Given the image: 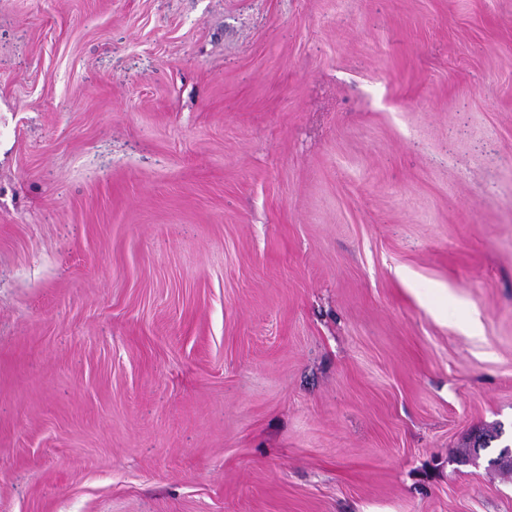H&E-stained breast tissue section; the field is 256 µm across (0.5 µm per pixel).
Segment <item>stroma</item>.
<instances>
[{
    "label": "stroma",
    "mask_w": 512,
    "mask_h": 512,
    "mask_svg": "<svg viewBox=\"0 0 512 512\" xmlns=\"http://www.w3.org/2000/svg\"><path fill=\"white\" fill-rule=\"evenodd\" d=\"M512 0H0V512H512Z\"/></svg>",
    "instance_id": "35a3bbf8"
}]
</instances>
